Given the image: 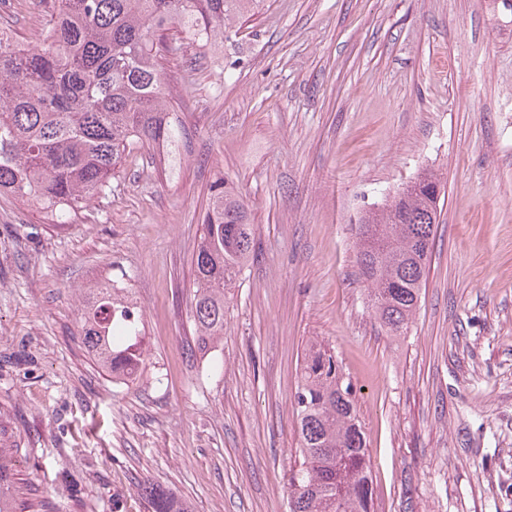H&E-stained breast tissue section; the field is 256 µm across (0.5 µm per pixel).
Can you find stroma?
Instances as JSON below:
<instances>
[{
  "instance_id": "1",
  "label": "stroma",
  "mask_w": 512,
  "mask_h": 512,
  "mask_svg": "<svg viewBox=\"0 0 512 512\" xmlns=\"http://www.w3.org/2000/svg\"><path fill=\"white\" fill-rule=\"evenodd\" d=\"M40 47L41 0H0ZM165 56L182 136L120 159L69 224L0 196V443L36 512H289L305 348L356 391L378 512H512V8L504 0H267ZM194 82L184 92L182 77ZM443 193L407 331L375 318L362 210L420 173ZM255 253L224 299L220 373L197 352L193 255L216 179ZM141 311L146 358L113 380L79 336L103 277ZM139 492L150 503L152 512H184L177 510L174 499L167 493L149 483L140 485Z\"/></svg>"
}]
</instances>
